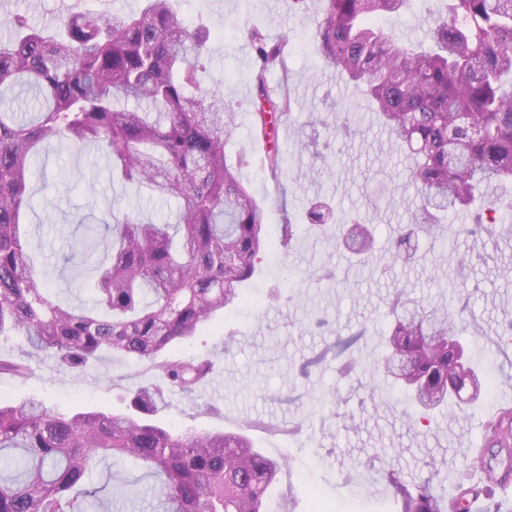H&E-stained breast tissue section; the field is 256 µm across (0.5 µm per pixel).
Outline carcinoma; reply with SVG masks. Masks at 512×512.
<instances>
[{
    "mask_svg": "<svg viewBox=\"0 0 512 512\" xmlns=\"http://www.w3.org/2000/svg\"><path fill=\"white\" fill-rule=\"evenodd\" d=\"M322 14L314 35L320 63L364 87L391 148L411 160L407 179L419 194L408 222L394 229L389 259H412L421 238L476 196L512 184V0H446L444 16L425 39L399 34L409 0H297ZM80 0L51 30H37L24 13L0 15V335L26 336L29 358L44 355L80 370L104 354L148 361L153 381L133 391L127 412L99 409L63 415L41 400L0 404V512H87L108 488L86 487L89 471L109 455L133 459L159 481L164 512H267L278 478L276 461L242 432L175 433L154 420L166 395L190 393L212 370L207 358H185L180 345L205 324L244 302L241 285L269 250L288 249L295 224L282 208L280 235L271 237L265 209L239 169L254 162L225 148L237 129L235 109L209 86L202 64L209 33L190 30L171 0H144L136 13H91ZM255 55L252 73L256 132L267 137L272 112L287 114L291 99L270 100L267 73H290L282 33L275 41L244 29ZM270 104L266 111L261 103ZM52 139L105 151L112 174L151 198L175 197V223L155 224L133 209L105 236L88 235L83 248L102 246L91 303L72 306L36 277L23 218L29 207L30 166ZM280 184L282 156L260 160ZM469 235L485 245L496 218L512 211V196H489ZM308 228L325 233L333 212L322 201L308 210ZM356 254L372 249L359 218L339 238ZM393 319L383 336L381 362L413 409L444 411L462 398L450 370L464 350L456 339L459 313L425 306L409 286L394 291ZM364 332L337 335L301 371L334 354L348 378ZM404 362L399 375L393 357ZM25 362L0 357V373L25 378ZM492 457L467 461L484 469L512 465V421H490ZM398 512H441L430 488L392 481Z\"/></svg>",
    "mask_w": 512,
    "mask_h": 512,
    "instance_id": "obj_1",
    "label": "carcinoma"
}]
</instances>
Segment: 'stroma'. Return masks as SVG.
<instances>
[{"instance_id":"1","label":"stroma","mask_w":512,"mask_h":512,"mask_svg":"<svg viewBox=\"0 0 512 512\" xmlns=\"http://www.w3.org/2000/svg\"><path fill=\"white\" fill-rule=\"evenodd\" d=\"M175 8L187 26L211 32L205 60L209 74L223 82L225 102L236 111L233 152L245 149L258 157L263 146L252 136L254 53L239 30L256 29L272 40L288 32L285 60L293 109L276 128L286 193L275 192L257 163L242 168L240 178L262 201L271 230H278L285 208L298 229L288 251L265 255L243 288L245 304L181 345L182 356L209 358L214 369L193 393L169 394L159 421L176 431H243L264 454L287 459L289 470L272 491L273 512L288 506L295 512H395L387 487L391 471L405 483L429 484L441 500L454 498L468 451L485 435L487 413L512 393V336L502 320L503 310H512V217L495 241L480 247L467 233L470 213L453 214L444 229L453 248L423 244L417 262L390 263L387 242L416 203L406 180L410 160L390 150L388 134L371 119L362 89L320 66L314 42L320 15L294 9L293 0H176ZM353 113L364 115V122L352 138H337V118ZM311 138L316 150H301L300 141ZM316 199L329 202L338 216L356 213L374 225L373 274L357 276L354 256L337 248L335 233L308 230L306 211ZM32 205L30 243L38 273L56 291L86 301L91 270L104 254L86 252L77 269L67 261L70 243L83 236L86 225L135 208L162 222L176 203L148 201L113 180L95 146L71 152L53 144L33 167ZM464 253L470 265L462 296L469 309L459 340L477 348L474 369L482 379V395L464 413L428 430L412 429L399 388L378 364V339L390 321L389 297L406 283L423 302L449 301L443 282L455 274ZM325 267L335 280L320 278ZM320 318L329 321V328L317 327ZM361 327L368 334L356 354L353 379L341 376L333 358L301 373V364L325 349L334 331ZM30 367L24 380L0 374V403L37 397L64 414L86 406L118 412L151 376L147 364L109 355L79 371L61 369L47 357L31 361ZM321 396L331 400V408L318 410L314 400ZM110 479L118 484L129 479L134 487L111 503L109 512H156L158 495L144 469L108 458L93 468L89 484L98 487Z\"/></svg>"}]
</instances>
